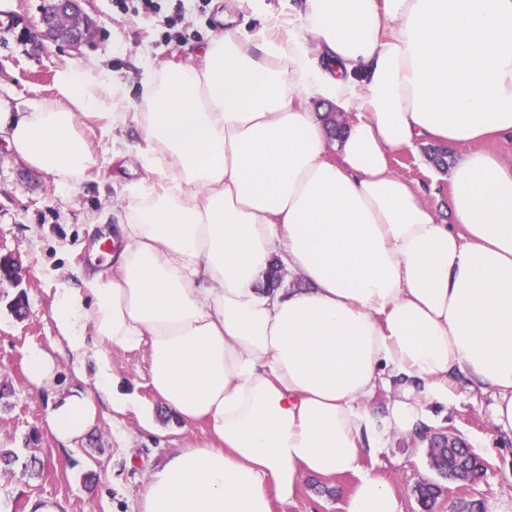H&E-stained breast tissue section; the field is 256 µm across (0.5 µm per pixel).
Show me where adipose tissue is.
<instances>
[{"label": "adipose tissue", "mask_w": 512, "mask_h": 512, "mask_svg": "<svg viewBox=\"0 0 512 512\" xmlns=\"http://www.w3.org/2000/svg\"><path fill=\"white\" fill-rule=\"evenodd\" d=\"M203 63L145 67L136 113L111 69L77 61L55 96L0 111V131L59 184L93 156L79 118L135 122L115 273L64 292L56 328L73 352L99 350L96 394L53 396L63 445L101 403L149 415L121 391L113 350H146L152 394L190 444L149 470L139 512H273L302 476L351 475L344 512H403L365 466L391 437L432 425L458 388L492 392L512 439V159L478 150L512 139V0H293L284 32L241 24ZM351 113L330 140L312 102ZM434 143L456 153L452 223L392 154ZM303 287H259L274 261ZM392 391L384 417L369 401Z\"/></svg>", "instance_id": "ef3b65f1"}]
</instances>
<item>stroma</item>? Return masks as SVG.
Listing matches in <instances>:
<instances>
[{
  "label": "stroma",
  "instance_id": "obj_1",
  "mask_svg": "<svg viewBox=\"0 0 512 512\" xmlns=\"http://www.w3.org/2000/svg\"><path fill=\"white\" fill-rule=\"evenodd\" d=\"M44 3L0 0V22L11 25L9 34H0V105L13 112L52 98L54 73L70 62L110 63L131 85L139 74L142 48H150V64L160 72L173 61L197 62L198 44L220 33L210 0H160L159 10L136 14L121 12L114 0H85L94 37L75 50L45 37L40 24ZM81 124L95 163L82 182L65 186L31 167L0 136V255H15L21 265L19 283L0 280V448L18 456L17 465L0 467V512H31L36 502L54 504L59 512H138L147 470L178 448L207 439L205 425L183 429L157 407L145 355L120 350L112 353L113 371L153 406L152 424L144 425L134 412L113 423L106 408L87 435L70 446L60 444L45 425L50 394L73 388L95 391V351L72 352L59 338L54 311L64 289L81 287L84 277L107 269L97 244L115 225L113 205L129 202L122 183L114 179L121 163L112 157L113 142L137 139L132 127L110 135L90 119ZM392 165L405 178L437 182L439 193L428 202L442 220L451 221L448 172L428 161L426 146L395 155ZM20 291L29 310L23 319L9 308ZM35 346L58 362L53 393L37 392L27 381L25 361ZM492 402L491 395L466 392L456 404L434 411L439 428L454 432L488 463L485 475L465 489L440 481L444 503L462 492L482 501L485 512H512V482L506 478L512 472V440L496 435ZM34 457L46 467L31 479L23 476L22 464ZM369 468L395 488L404 512H420L417 486L437 479L426 444L396 436ZM354 482L351 476H302L295 499L276 506L275 512H343Z\"/></svg>",
  "mask_w": 512,
  "mask_h": 512
}]
</instances>
